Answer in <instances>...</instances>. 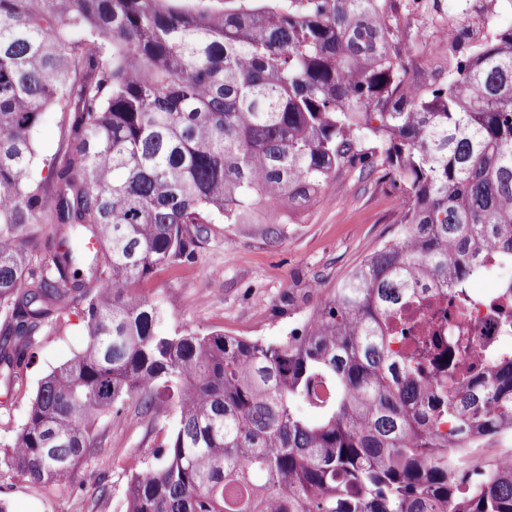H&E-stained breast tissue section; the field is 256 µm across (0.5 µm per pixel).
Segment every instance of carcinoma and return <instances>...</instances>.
<instances>
[{"instance_id": "obj_1", "label": "carcinoma", "mask_w": 512, "mask_h": 512, "mask_svg": "<svg viewBox=\"0 0 512 512\" xmlns=\"http://www.w3.org/2000/svg\"><path fill=\"white\" fill-rule=\"evenodd\" d=\"M380 2L0 0V380L71 304L87 337L0 469L65 488L101 418L165 396L178 421L129 471L126 512H512V460L483 452L512 437V354L440 330L392 348L409 303L447 289L463 315L471 280L512 268V26L443 39L448 79L412 94ZM347 167L403 208L300 329L159 332L135 288L209 224L327 201ZM488 307L512 329V280ZM90 498L103 512L108 489ZM58 122L59 115L55 112L46 111L43 115L42 126L37 133V149L39 154H52L58 144Z\"/></svg>"}]
</instances>
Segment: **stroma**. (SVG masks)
Masks as SVG:
<instances>
[{
    "label": "stroma",
    "mask_w": 512,
    "mask_h": 512,
    "mask_svg": "<svg viewBox=\"0 0 512 512\" xmlns=\"http://www.w3.org/2000/svg\"><path fill=\"white\" fill-rule=\"evenodd\" d=\"M414 2L396 0L395 16L399 32L422 35L410 56L413 76L423 82L448 73V48L435 37L440 27L466 30L483 15L492 25H512V0H482L478 12L470 0H425L423 11ZM337 182L340 191L329 204L307 205L297 223L278 225L276 234L264 224L210 225L192 259L141 283L139 293L163 314L162 332L221 331L276 343L299 327L305 314L387 236L402 202L401 192L375 175L349 168L338 173ZM83 345L82 314L74 304L37 334L35 357L11 386L0 384L1 439L24 423L41 379ZM175 422L176 412L166 401L145 417L130 409L101 419L99 445L78 469L83 490L26 484L1 470L0 498L9 512H90L87 489L101 482L109 492L105 512H125L130 457L151 462Z\"/></svg>",
    "instance_id": "1"
}]
</instances>
